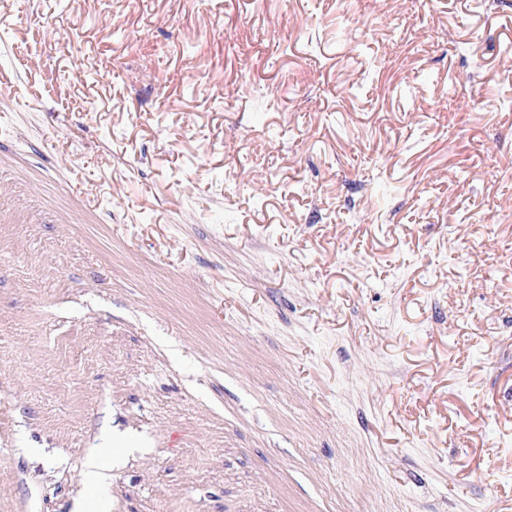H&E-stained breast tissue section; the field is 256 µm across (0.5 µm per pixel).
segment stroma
I'll return each instance as SVG.
<instances>
[{"label": "stroma", "instance_id": "obj_1", "mask_svg": "<svg viewBox=\"0 0 512 512\" xmlns=\"http://www.w3.org/2000/svg\"><path fill=\"white\" fill-rule=\"evenodd\" d=\"M512 0H0V512H512Z\"/></svg>", "mask_w": 512, "mask_h": 512}]
</instances>
